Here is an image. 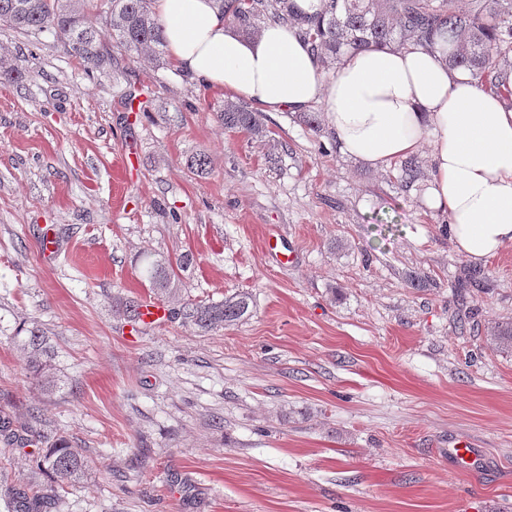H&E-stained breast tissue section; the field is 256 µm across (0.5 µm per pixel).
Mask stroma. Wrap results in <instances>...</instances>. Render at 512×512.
<instances>
[{
    "mask_svg": "<svg viewBox=\"0 0 512 512\" xmlns=\"http://www.w3.org/2000/svg\"><path fill=\"white\" fill-rule=\"evenodd\" d=\"M0 56L25 73L0 84V413L43 416L28 446L0 442V512L8 487L46 482L60 435L89 461L60 512H512V350L492 339L512 244L458 289L471 265L427 203V153L405 192L329 124L225 129L226 93L170 57L92 79L52 34L4 26ZM146 251L193 257L166 307L244 291L249 316L203 332L115 313L151 296ZM32 327L56 387L27 373ZM454 439L475 471L449 463Z\"/></svg>",
    "mask_w": 512,
    "mask_h": 512,
    "instance_id": "stroma-1",
    "label": "stroma"
}]
</instances>
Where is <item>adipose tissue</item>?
Masks as SVG:
<instances>
[{
  "label": "adipose tissue",
  "mask_w": 512,
  "mask_h": 512,
  "mask_svg": "<svg viewBox=\"0 0 512 512\" xmlns=\"http://www.w3.org/2000/svg\"><path fill=\"white\" fill-rule=\"evenodd\" d=\"M152 9L172 61L201 84L263 112L322 104L342 152L376 170L429 148L427 202L447 213L465 259L484 263L512 243V108L441 53L354 52L327 73L294 28L242 34L216 0H152Z\"/></svg>",
  "instance_id": "ef3b65f1"
}]
</instances>
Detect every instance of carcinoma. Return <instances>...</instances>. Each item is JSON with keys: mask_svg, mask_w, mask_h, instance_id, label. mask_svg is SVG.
I'll return each instance as SVG.
<instances>
[{"mask_svg": "<svg viewBox=\"0 0 512 512\" xmlns=\"http://www.w3.org/2000/svg\"><path fill=\"white\" fill-rule=\"evenodd\" d=\"M94 0H0V26L24 34H52L84 68L101 76L110 74L112 49L129 58L151 52L164 55L162 29L153 15L151 0H100L105 28L88 20ZM228 20L245 34L259 25L278 22L294 25L301 40L322 64H333L346 51L420 45L432 48L436 40L447 44L445 62L479 80L486 89L512 96V0H323L316 16L300 12L292 0H227ZM23 77L15 63L0 58V79ZM224 127L254 136L264 128L258 113L228 102L218 112ZM419 157L400 163L401 186L409 188L420 177ZM185 254L172 262L145 256L142 278L161 297H174L179 271L190 264ZM252 296L232 294L216 302L187 300L171 309L170 317L202 331L220 329L250 313ZM28 369L43 386L54 383L51 346L46 333L35 327L26 340ZM39 468L55 483H76L86 476L87 460L64 436L56 438L40 455ZM60 494L53 487L24 486L9 492L11 512H56Z\"/></svg>", "mask_w": 512, "mask_h": 512, "instance_id": "1", "label": "carcinoma"}]
</instances>
